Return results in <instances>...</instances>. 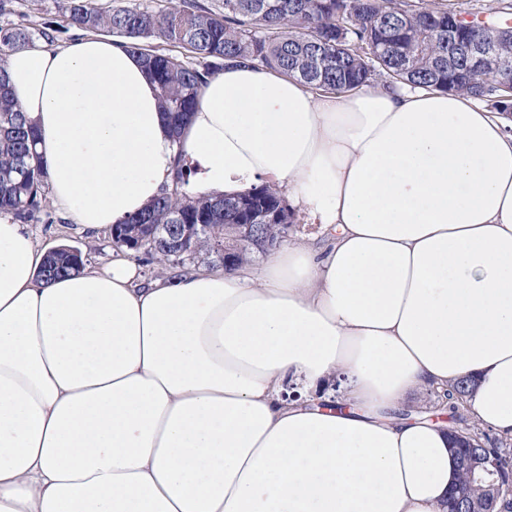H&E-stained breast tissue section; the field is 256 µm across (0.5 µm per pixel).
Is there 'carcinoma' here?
<instances>
[{
  "label": "carcinoma",
  "mask_w": 512,
  "mask_h": 512,
  "mask_svg": "<svg viewBox=\"0 0 512 512\" xmlns=\"http://www.w3.org/2000/svg\"><path fill=\"white\" fill-rule=\"evenodd\" d=\"M70 24L89 32H108L140 53L159 89L164 112L179 128L198 103L205 79L229 63L277 69L311 88L342 94L385 78L388 86L414 87L467 94L506 112L499 84L512 80V29L494 21L482 25L480 12L426 9L410 0H222L216 10L200 0H178L154 10L133 3L112 10L95 0H67ZM47 25L30 31L0 26V215L20 224L38 222L47 206L48 172L35 151L36 134L14 103L1 61L10 52L31 48L39 39L54 41ZM158 37L172 49L147 50L142 40ZM468 42L490 44L509 67L489 77L472 67L461 47ZM187 174L177 164L173 187L151 207L115 225L127 233L131 224L145 234L151 224H206L191 248L213 251L214 239L232 240L234 225L254 224L261 215H275L278 229H264V238L285 240L292 232L288 202L276 189L262 186L235 200H190L180 191ZM66 248L50 255L44 280L71 276L83 268ZM475 380L463 377L448 388L440 410L448 413L450 429L463 436L458 470L448 494V512H512V501L496 500L482 470L473 465V450L494 440L464 413Z\"/></svg>",
  "instance_id": "carcinoma-1"
}]
</instances>
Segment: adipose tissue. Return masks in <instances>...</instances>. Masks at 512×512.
<instances>
[{
	"mask_svg": "<svg viewBox=\"0 0 512 512\" xmlns=\"http://www.w3.org/2000/svg\"><path fill=\"white\" fill-rule=\"evenodd\" d=\"M0 64L67 222L146 210L181 162L187 195L270 185L319 227L230 272L146 282L121 252L48 283L0 216V512H442L448 426L402 410L463 376L468 414L512 438L511 117L228 65L178 134L118 40Z\"/></svg>",
	"mask_w": 512,
	"mask_h": 512,
	"instance_id": "ef3b65f1",
	"label": "adipose tissue"
}]
</instances>
